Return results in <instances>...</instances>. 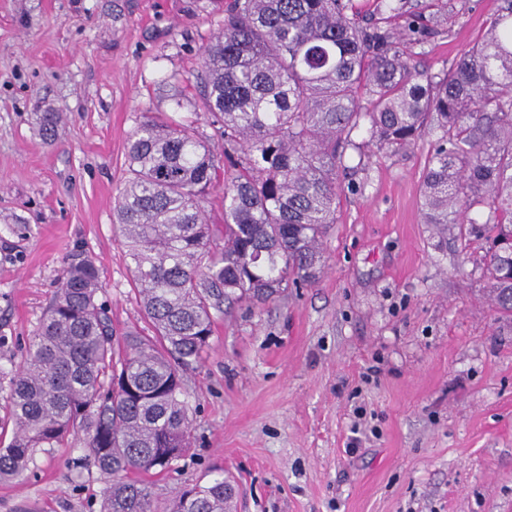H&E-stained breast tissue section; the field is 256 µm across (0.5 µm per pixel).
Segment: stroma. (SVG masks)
Returning <instances> with one entry per match:
<instances>
[{
    "label": "stroma",
    "mask_w": 512,
    "mask_h": 512,
    "mask_svg": "<svg viewBox=\"0 0 512 512\" xmlns=\"http://www.w3.org/2000/svg\"><path fill=\"white\" fill-rule=\"evenodd\" d=\"M225 3L0 0V368L20 362L76 249L115 331H149L113 201L146 120L223 153L194 75ZM502 4L455 0L413 63L450 66ZM43 112L61 118L54 140ZM364 138L320 279L232 305L185 372L191 446L141 476L157 512L221 476L233 512H512V314L493 303L486 244L422 219L433 137L398 156ZM82 445L35 449L22 480L0 481V512H98L107 482L75 465Z\"/></svg>",
    "instance_id": "35a3bbf8"
}]
</instances>
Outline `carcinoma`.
<instances>
[{
    "label": "carcinoma",
    "mask_w": 512,
    "mask_h": 512,
    "mask_svg": "<svg viewBox=\"0 0 512 512\" xmlns=\"http://www.w3.org/2000/svg\"><path fill=\"white\" fill-rule=\"evenodd\" d=\"M439 26L405 0H375L367 17L353 0H231L196 75L224 153L187 125L149 119L129 140L131 177L114 199L153 335L114 336L99 269L71 252L23 360L0 370V430L13 432L0 481L22 478L33 449L80 433L77 463L109 483L100 512H155L130 474L166 470L187 447L183 375L208 347L215 315L319 278L337 179L363 145L399 155L435 137L424 223L487 234L495 304L512 313V0L449 68L412 67L404 44ZM221 171L218 226L204 203ZM475 203L483 211L472 218ZM231 498L216 479L180 494L170 512H225Z\"/></svg>",
    "instance_id": "carcinoma-1"
}]
</instances>
